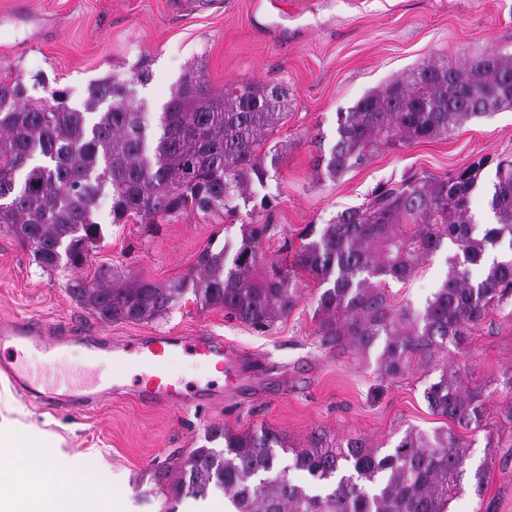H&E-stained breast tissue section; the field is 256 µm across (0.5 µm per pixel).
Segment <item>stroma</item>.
<instances>
[{
  "label": "stroma",
  "instance_id": "35a3bbf8",
  "mask_svg": "<svg viewBox=\"0 0 512 512\" xmlns=\"http://www.w3.org/2000/svg\"><path fill=\"white\" fill-rule=\"evenodd\" d=\"M283 11L262 16L255 0H0V74L31 86L65 88L82 103L90 83L129 73L148 59L152 79L138 97L161 111L173 84L190 67L201 68L215 90L242 81L289 88L287 118L268 139L281 160L268 191L278 199L270 215L277 234L267 253L284 258L282 245L307 224L328 223L362 205L381 184L412 175L442 176L481 156H512V109L465 123L445 139L421 140L375 152L363 166L337 178L318 174L314 157L336 139L338 113L367 91L431 60L460 66L490 51L512 53V0H285ZM111 201L95 210L103 230L100 249L80 272L44 271L30 248L0 228V319L32 318L98 330L122 338L205 330L237 347L243 379L223 400L190 409L142 403L135 386L121 396L81 409H53L14 392L22 411L18 439L28 424L62 438V449L81 462L87 492L106 487L125 512H196L197 501L173 502L160 484L179 477L177 463L205 445L216 429L243 432L265 426L305 445L322 431L336 442L360 436L377 446L411 425L430 432L448 427L428 408L423 391L436 375L414 362L396 380L380 379L373 359L325 345L317 333L318 285L300 274L301 294L287 318L256 330L223 309H200L185 300L161 319L107 324L68 293L73 277H92L104 264L127 276L164 283L189 273L207 244L235 238L244 214L191 213L151 230L114 225ZM440 250L405 282L388 281L395 306L423 308L448 273ZM464 383L486 395L485 425L468 432L467 472L450 512H512V399L497 391L512 375V304L490 313L466 350L444 357ZM33 378L52 387L68 380L94 387L100 367L71 347L55 364L28 361ZM486 472L476 482L477 468Z\"/></svg>",
  "mask_w": 512,
  "mask_h": 512
}]
</instances>
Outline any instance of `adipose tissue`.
I'll use <instances>...</instances> for the list:
<instances>
[{
    "label": "adipose tissue",
    "mask_w": 512,
    "mask_h": 512,
    "mask_svg": "<svg viewBox=\"0 0 512 512\" xmlns=\"http://www.w3.org/2000/svg\"><path fill=\"white\" fill-rule=\"evenodd\" d=\"M30 437L45 463L21 471L0 463V512H96L93 496L85 493L74 475V460L58 452L55 442L41 433L31 432ZM20 481L28 485L29 493L17 498L12 489Z\"/></svg>",
    "instance_id": "1"
}]
</instances>
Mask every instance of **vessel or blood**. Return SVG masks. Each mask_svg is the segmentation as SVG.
<instances>
[{
    "instance_id": "obj_1",
    "label": "vessel or blood",
    "mask_w": 512,
    "mask_h": 512,
    "mask_svg": "<svg viewBox=\"0 0 512 512\" xmlns=\"http://www.w3.org/2000/svg\"><path fill=\"white\" fill-rule=\"evenodd\" d=\"M76 342L84 345L90 360L99 363L111 361L112 377L108 384L116 396L124 393L126 373L132 367L139 372V391L144 400L178 407L194 398L193 387L175 379L166 369V359L176 352L188 353L215 364L220 376L207 381L208 394L223 396L225 385L233 383L237 377V354L225 348L222 339L203 333L195 336L149 335L131 341H112L86 336L48 321H0V344L7 343L11 348L38 355L48 363L54 362L59 350ZM5 371L21 393L39 397L49 406L60 403L85 406L94 400L93 394L79 388H68L61 394L50 388L42 393L31 375L10 365Z\"/></svg>"
}]
</instances>
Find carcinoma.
Wrapping results in <instances>:
<instances>
[{
	"label": "carcinoma",
	"instance_id": "obj_1",
	"mask_svg": "<svg viewBox=\"0 0 512 512\" xmlns=\"http://www.w3.org/2000/svg\"><path fill=\"white\" fill-rule=\"evenodd\" d=\"M151 79L142 59L128 74L90 84L80 105L64 89L35 98L19 78L0 76V224L50 272L91 263L103 239L98 198L112 201V223L154 227L190 211L238 213L249 222L216 249L206 245L195 270L164 284L100 267L69 293L105 323L162 317L188 293L202 309L221 308L255 329L288 317L299 304L296 275L321 289L316 315L325 340L363 357L376 351L381 378L404 376L411 362L433 364L468 344L489 312L512 302V160L481 156L444 176H411L380 186L368 202L328 224H307L291 262L270 258L274 227L264 218L276 198L258 190L280 161L263 149L288 115L290 92L243 82L215 91L199 68L173 85L157 115L135 87ZM512 108V54L492 51L468 66L429 61L337 113L336 142L317 159L331 177L365 164L377 150L446 138L464 123ZM494 167L488 205L494 222L473 234L470 201ZM448 275L423 308L395 307L383 283L406 281L445 244ZM497 252L485 262L488 249ZM423 397L462 429L482 425L486 396L442 364ZM220 449H193L170 487L178 499L224 490L234 512H448L470 444L454 428L426 434L413 426L393 446L354 437L335 446L312 434L294 448L268 428L215 430ZM309 477L298 485L278 472L280 455Z\"/></svg>",
	"mask_w": 512,
	"mask_h": 512
}]
</instances>
